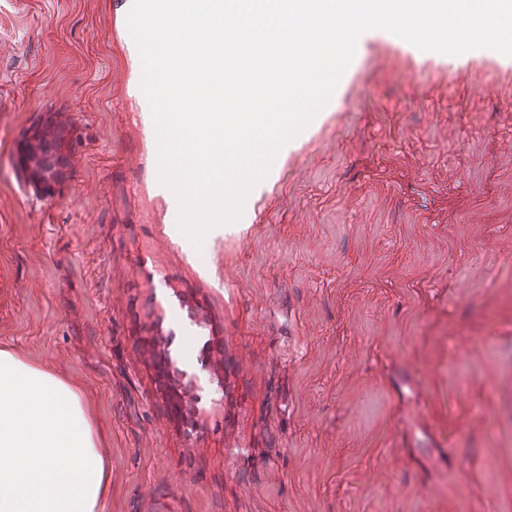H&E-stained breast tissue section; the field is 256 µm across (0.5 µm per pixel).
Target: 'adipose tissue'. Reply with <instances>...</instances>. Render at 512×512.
Here are the masks:
<instances>
[{
	"instance_id": "adipose-tissue-1",
	"label": "adipose tissue",
	"mask_w": 512,
	"mask_h": 512,
	"mask_svg": "<svg viewBox=\"0 0 512 512\" xmlns=\"http://www.w3.org/2000/svg\"><path fill=\"white\" fill-rule=\"evenodd\" d=\"M103 448L77 384L0 348V512H105Z\"/></svg>"
}]
</instances>
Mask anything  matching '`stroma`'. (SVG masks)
Here are the masks:
<instances>
[{
    "instance_id": "35a3bbf8",
    "label": "stroma",
    "mask_w": 512,
    "mask_h": 512,
    "mask_svg": "<svg viewBox=\"0 0 512 512\" xmlns=\"http://www.w3.org/2000/svg\"><path fill=\"white\" fill-rule=\"evenodd\" d=\"M124 0H0V347L81 384L106 512H512V56L374 30L190 264Z\"/></svg>"
}]
</instances>
